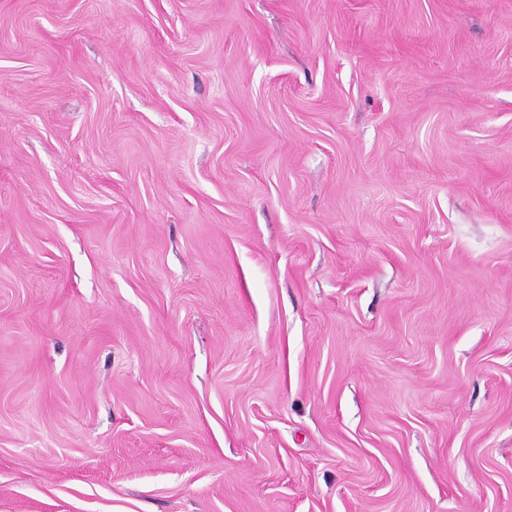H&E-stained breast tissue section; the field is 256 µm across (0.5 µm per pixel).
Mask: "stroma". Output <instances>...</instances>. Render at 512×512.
<instances>
[{"label":"stroma","mask_w":512,"mask_h":512,"mask_svg":"<svg viewBox=\"0 0 512 512\" xmlns=\"http://www.w3.org/2000/svg\"><path fill=\"white\" fill-rule=\"evenodd\" d=\"M0 512H512V0H0Z\"/></svg>","instance_id":"stroma-1"}]
</instances>
